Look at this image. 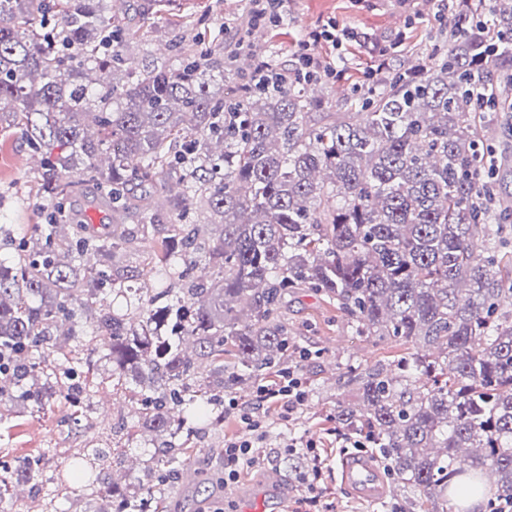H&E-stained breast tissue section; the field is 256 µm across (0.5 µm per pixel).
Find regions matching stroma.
<instances>
[{
  "instance_id": "1",
  "label": "stroma",
  "mask_w": 512,
  "mask_h": 512,
  "mask_svg": "<svg viewBox=\"0 0 512 512\" xmlns=\"http://www.w3.org/2000/svg\"><path fill=\"white\" fill-rule=\"evenodd\" d=\"M250 8L248 0H124L118 14L133 32L130 55L137 63L159 60L160 49H207L213 57L228 61L254 49L277 69L294 68L296 50L309 33L328 23L358 32L357 41L336 48L329 42L315 47L327 66L338 67L337 78H322V111L344 112L357 87L367 85V74L380 48H387L398 70L428 67L435 56L446 53L448 41L441 35L445 23L438 17L435 0H286L283 23L250 36V48L240 45L241 21ZM23 167H15V157ZM36 166L27 143L10 129L0 130V225L12 228L13 242L29 237L33 225L43 223L45 213L34 192ZM288 325V366L298 368L308 397L291 419L278 412L268 416L267 436L262 448L268 457L264 466L245 469L235 485L214 488L200 494L197 484L176 483L172 495L178 512H216L232 502L235 512H243L245 499L266 489L272 478H279L280 491L275 503L286 512H295L304 494L298 482L309 464L302 444L314 442L326 465V478L319 490L321 512H415L413 495L388 485L385 497L367 503L341 483L338 464L344 453L340 437L344 429L336 421L338 406L354 402L348 370L360 372L406 353L398 342L374 336L354 335L344 316L319 295L306 288L288 297L284 309ZM311 358H303V351ZM97 416L93 428L63 421L59 416L66 406L58 400L55 409L36 412L18 406L12 417L0 423V458L45 452L47 472L66 478L72 463L90 438L111 441L120 437V420L128 416V396L103 387L93 392ZM244 425L235 418L223 428H205L198 440L191 465L205 479L223 470L220 451L225 441L245 436ZM296 445L288 453V445Z\"/></svg>"
}]
</instances>
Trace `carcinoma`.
<instances>
[{
	"label": "carcinoma",
	"instance_id": "1",
	"mask_svg": "<svg viewBox=\"0 0 512 512\" xmlns=\"http://www.w3.org/2000/svg\"><path fill=\"white\" fill-rule=\"evenodd\" d=\"M448 13V52L422 76L321 124L303 84L230 100L206 50L129 66L133 36L110 0H0V118L39 156L49 208L0 260V405L46 411L64 397L92 427L77 376L95 355L112 389L138 387L133 427L154 452L121 512H170L194 422L224 423L225 368L244 383L284 362L295 288L325 297L355 335L415 348L351 374L357 402L336 411L348 429L365 424L415 509L470 512L450 498L483 493L488 472V512L512 507V252L477 245L512 208L480 197L492 148L473 94L512 54V0ZM171 181L180 191L160 208ZM86 185L112 223L62 210ZM143 247L160 288L130 285L127 256ZM105 293L125 307L100 314L88 341L58 345ZM44 459L0 461V512H15L18 485L40 493ZM76 470L81 512H108L97 501L118 484Z\"/></svg>",
	"mask_w": 512,
	"mask_h": 512
}]
</instances>
